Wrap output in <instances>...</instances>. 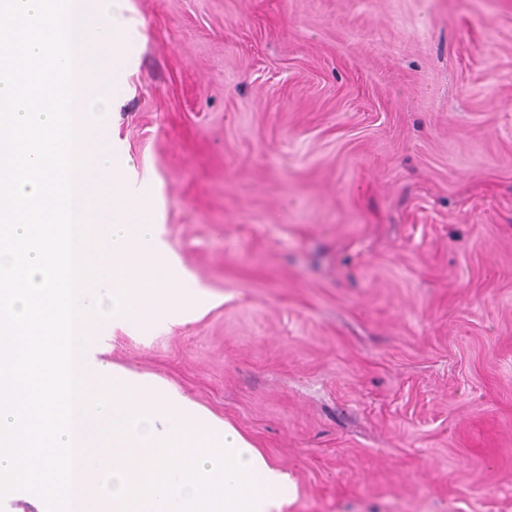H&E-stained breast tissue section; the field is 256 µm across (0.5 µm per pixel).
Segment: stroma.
I'll return each mask as SVG.
<instances>
[{
	"mask_svg": "<svg viewBox=\"0 0 512 512\" xmlns=\"http://www.w3.org/2000/svg\"><path fill=\"white\" fill-rule=\"evenodd\" d=\"M100 100L215 298L115 330L291 470L286 512H512V0H125Z\"/></svg>",
	"mask_w": 512,
	"mask_h": 512,
	"instance_id": "stroma-1",
	"label": "stroma"
}]
</instances>
